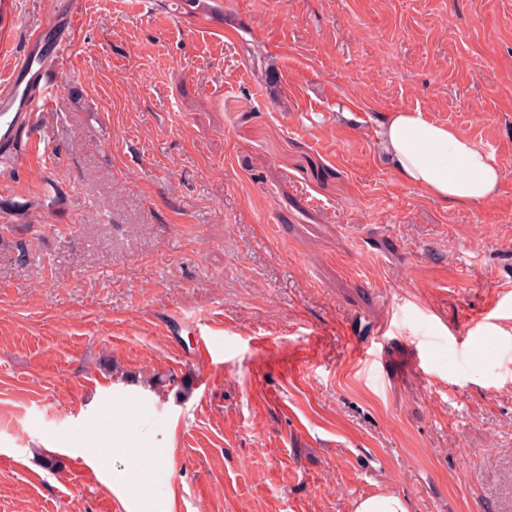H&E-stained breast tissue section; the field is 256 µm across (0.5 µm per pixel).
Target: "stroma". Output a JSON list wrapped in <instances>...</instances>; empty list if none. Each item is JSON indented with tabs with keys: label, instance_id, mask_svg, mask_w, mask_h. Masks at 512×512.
<instances>
[{
	"label": "stroma",
	"instance_id": "stroma-1",
	"mask_svg": "<svg viewBox=\"0 0 512 512\" xmlns=\"http://www.w3.org/2000/svg\"><path fill=\"white\" fill-rule=\"evenodd\" d=\"M84 2L0 156V512H121L116 400L174 512H512V0ZM64 3L0 0V81ZM417 108L495 199L398 179ZM423 111L395 112L379 132L399 178L450 205L494 198L502 171L494 152L458 129L428 120ZM353 512H408L405 501L397 494L385 492L358 499Z\"/></svg>",
	"mask_w": 512,
	"mask_h": 512
}]
</instances>
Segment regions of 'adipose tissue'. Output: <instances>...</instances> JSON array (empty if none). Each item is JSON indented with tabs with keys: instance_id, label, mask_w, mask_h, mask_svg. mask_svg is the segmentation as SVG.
Returning a JSON list of instances; mask_svg holds the SVG:
<instances>
[{
	"instance_id": "obj_1",
	"label": "adipose tissue",
	"mask_w": 512,
	"mask_h": 512,
	"mask_svg": "<svg viewBox=\"0 0 512 512\" xmlns=\"http://www.w3.org/2000/svg\"><path fill=\"white\" fill-rule=\"evenodd\" d=\"M381 144L399 178L450 205L494 198L502 171L494 152L477 146L458 129L428 120L422 111L396 112L383 123ZM112 491L123 512H155L153 475L171 471L168 448L133 446L132 426L124 403L112 406Z\"/></svg>"
}]
</instances>
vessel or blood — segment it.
Returning <instances> with one entry per match:
<instances>
[{"label":"vessel or blood","instance_id":"b4317fda","mask_svg":"<svg viewBox=\"0 0 512 512\" xmlns=\"http://www.w3.org/2000/svg\"><path fill=\"white\" fill-rule=\"evenodd\" d=\"M67 48L68 38L63 32L51 50H43L36 41L28 44L7 82L0 85V141L10 140L18 126L46 101L53 86L50 73L62 67Z\"/></svg>","mask_w":512,"mask_h":512}]
</instances>
